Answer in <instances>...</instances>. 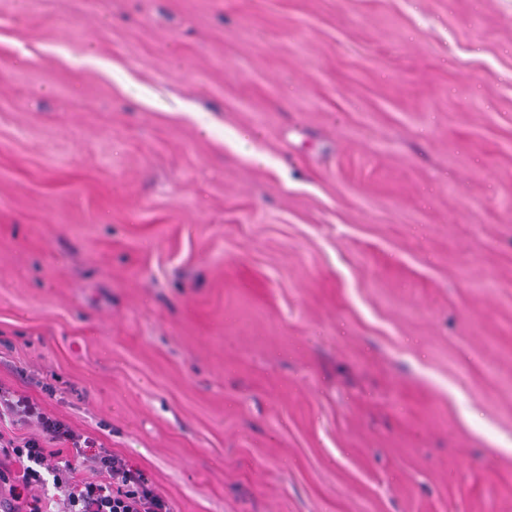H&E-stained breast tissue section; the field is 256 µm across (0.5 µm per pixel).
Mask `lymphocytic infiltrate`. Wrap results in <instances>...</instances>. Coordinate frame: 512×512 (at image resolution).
Returning a JSON list of instances; mask_svg holds the SVG:
<instances>
[{
	"label": "lymphocytic infiltrate",
	"instance_id": "f902f5d3",
	"mask_svg": "<svg viewBox=\"0 0 512 512\" xmlns=\"http://www.w3.org/2000/svg\"><path fill=\"white\" fill-rule=\"evenodd\" d=\"M35 424L30 436L0 432V512H45L32 488L52 489L57 512H173L144 473L89 434L0 385V423Z\"/></svg>",
	"mask_w": 512,
	"mask_h": 512
}]
</instances>
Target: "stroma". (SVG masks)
<instances>
[{"mask_svg": "<svg viewBox=\"0 0 512 512\" xmlns=\"http://www.w3.org/2000/svg\"><path fill=\"white\" fill-rule=\"evenodd\" d=\"M0 383L173 512H512V0H0Z\"/></svg>", "mask_w": 512, "mask_h": 512, "instance_id": "1", "label": "stroma"}]
</instances>
